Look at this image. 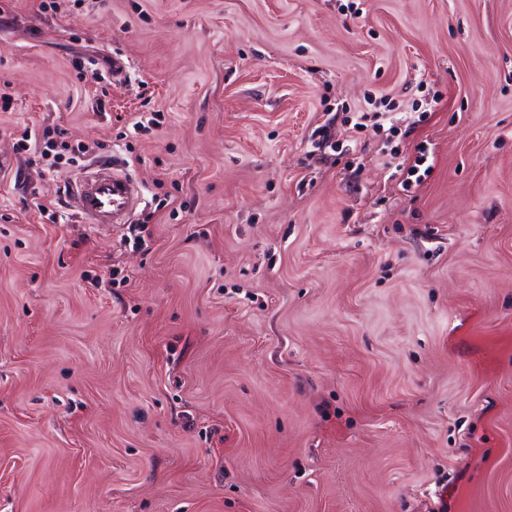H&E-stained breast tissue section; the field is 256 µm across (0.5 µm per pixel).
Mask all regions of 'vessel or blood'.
<instances>
[{"label": "vessel or blood", "instance_id": "obj_1", "mask_svg": "<svg viewBox=\"0 0 512 512\" xmlns=\"http://www.w3.org/2000/svg\"><path fill=\"white\" fill-rule=\"evenodd\" d=\"M68 194L78 213L92 224L126 223L140 201L135 182L106 162L76 179Z\"/></svg>", "mask_w": 512, "mask_h": 512}]
</instances>
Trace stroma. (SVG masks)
I'll return each instance as SVG.
<instances>
[{
    "instance_id": "35a3bbf8",
    "label": "stroma",
    "mask_w": 512,
    "mask_h": 512,
    "mask_svg": "<svg viewBox=\"0 0 512 512\" xmlns=\"http://www.w3.org/2000/svg\"><path fill=\"white\" fill-rule=\"evenodd\" d=\"M40 3L0 0V512H512V0ZM434 92L407 189L351 117ZM105 159L128 223L61 201ZM414 155H407L397 165L402 177L404 188H409L412 183L419 184L423 178H427L433 170V163H429L430 153L428 147L419 144L415 147ZM422 171V173H421Z\"/></svg>"
}]
</instances>
